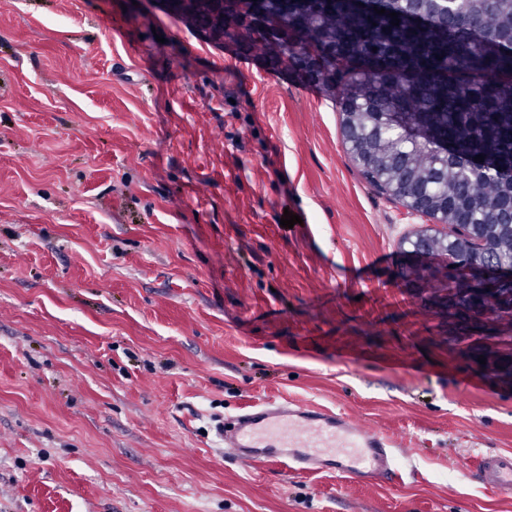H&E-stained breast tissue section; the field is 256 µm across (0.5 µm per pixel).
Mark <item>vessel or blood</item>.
Masks as SVG:
<instances>
[{"instance_id":"b4317fda","label":"vessel or blood","mask_w":512,"mask_h":512,"mask_svg":"<svg viewBox=\"0 0 512 512\" xmlns=\"http://www.w3.org/2000/svg\"><path fill=\"white\" fill-rule=\"evenodd\" d=\"M224 451L246 464L282 463L303 473L334 472L353 480L396 475L392 442L351 414L292 401H267L220 431ZM482 484L512 490V454L488 453L478 461Z\"/></svg>"}]
</instances>
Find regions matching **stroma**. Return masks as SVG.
I'll return each mask as SVG.
<instances>
[{
    "instance_id": "1",
    "label": "stroma",
    "mask_w": 512,
    "mask_h": 512,
    "mask_svg": "<svg viewBox=\"0 0 512 512\" xmlns=\"http://www.w3.org/2000/svg\"><path fill=\"white\" fill-rule=\"evenodd\" d=\"M338 97L153 0H0V512H512L476 471L512 386L400 277L449 227L365 180ZM284 399L398 477L225 457Z\"/></svg>"
}]
</instances>
